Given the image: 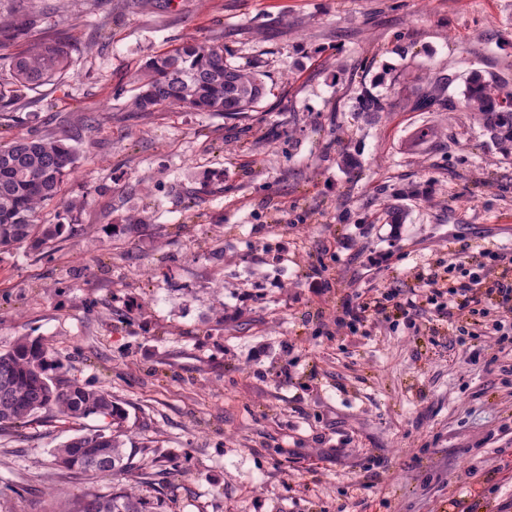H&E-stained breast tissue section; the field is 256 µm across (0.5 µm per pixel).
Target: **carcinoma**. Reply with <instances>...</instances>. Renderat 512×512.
Returning a JSON list of instances; mask_svg holds the SVG:
<instances>
[{
	"mask_svg": "<svg viewBox=\"0 0 512 512\" xmlns=\"http://www.w3.org/2000/svg\"><path fill=\"white\" fill-rule=\"evenodd\" d=\"M33 23L0 25V69L10 73L16 93H23L66 75L73 66L72 46L61 37L27 38ZM415 86L407 105L414 111L440 107L470 112L489 141L505 156L512 154V78L470 70L460 98L448 95L458 80L455 72L433 76L409 73ZM138 93L131 102L136 112L157 107H189L226 118L240 117L267 93L263 75L234 66L224 57V45L187 42L149 59L138 78ZM356 111L367 120L379 119L388 104L362 89ZM86 120L74 130L53 138L15 135L0 140V251L16 245L41 247L71 231L66 224H39L41 208L62 191L78 160V145L92 132ZM64 419L100 416L112 429L76 435L54 449L67 470L124 475L135 469V450H126L122 424L126 411L108 391L63 378L61 365L49 347L27 336L0 352V428L24 425L41 413ZM161 499L151 500L134 486L114 488L108 494H89L71 512H160Z\"/></svg>",
	"mask_w": 512,
	"mask_h": 512,
	"instance_id": "1",
	"label": "carcinoma"
}]
</instances>
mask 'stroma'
Here are the masks:
<instances>
[{"mask_svg":"<svg viewBox=\"0 0 512 512\" xmlns=\"http://www.w3.org/2000/svg\"><path fill=\"white\" fill-rule=\"evenodd\" d=\"M38 2L36 36L71 38L75 64L16 101L10 132L97 125L39 218L70 235L0 253V351L39 339L66 378L108 390L147 476L59 467L53 448L107 421L45 415L0 429V512H69L129 482L164 512L512 501V352L494 331L391 308L357 333L336 322L352 293L407 291L487 249L512 258V156L470 113L410 111L403 82L466 75L470 55L512 69V0ZM189 40L263 73L250 118L131 110L145 62ZM365 88L391 105L374 125L354 110ZM424 125L437 138L406 148ZM393 199L403 223L379 218ZM142 209L149 224L124 229Z\"/></svg>","mask_w":512,"mask_h":512,"instance_id":"obj_1","label":"stroma"}]
</instances>
